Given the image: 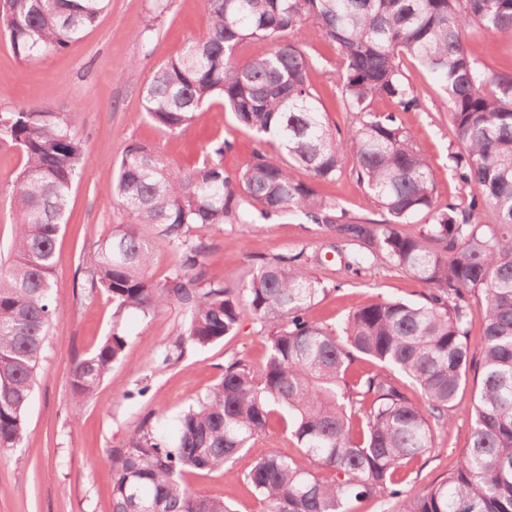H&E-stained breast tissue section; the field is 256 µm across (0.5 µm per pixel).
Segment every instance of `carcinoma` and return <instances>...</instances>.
<instances>
[{
  "label": "carcinoma",
  "mask_w": 512,
  "mask_h": 512,
  "mask_svg": "<svg viewBox=\"0 0 512 512\" xmlns=\"http://www.w3.org/2000/svg\"><path fill=\"white\" fill-rule=\"evenodd\" d=\"M207 35L154 68L141 90L142 112L170 134L190 127L215 101L252 130L251 160L236 174L224 152L183 169L143 144L127 147L110 185L127 221L93 253L90 288L115 308L112 335L71 371L75 405L89 399L125 354L123 314L149 315L171 301L187 317L161 363L184 346L204 347L235 332L246 306L267 332L268 354L256 370L242 359L178 419L175 439L137 427L112 449V512H235L182 479L222 469L265 431L278 413L319 475L284 455L257 461L246 475L260 512H349L363 498H398L399 512H512V74H494L466 44L474 23L512 42V0H204ZM109 0H0V28L16 56L34 61L60 52L94 28ZM313 34L330 43L337 79L354 119L346 135L330 128L310 83L301 48ZM264 40L268 53L241 63L238 52ZM411 57L440 82L448 101L453 156L467 206H441L433 172L394 112L421 110L405 81ZM0 141L21 149L23 170L10 186L19 212L12 261L0 267V450L21 447L25 413L48 327L55 245L84 169V152L67 118L32 104L0 113ZM357 181L386 214L382 222L344 220L314 182L336 177L346 156ZM308 173L304 181L297 169ZM299 213L336 236L360 243L430 286L424 303L384 300L351 312L341 333L304 312L323 289L302 254L252 264L235 287L190 274L205 244L187 231L257 224ZM491 222L481 221L482 215ZM413 231L403 225L417 218ZM159 228L178 256L164 284L151 276ZM479 315V355L469 324ZM377 370L350 375L357 358ZM402 375L425 397L410 402ZM474 395L470 444L457 468L417 493L398 489L407 463L438 448V432L468 381Z\"/></svg>",
  "instance_id": "obj_1"
}]
</instances>
